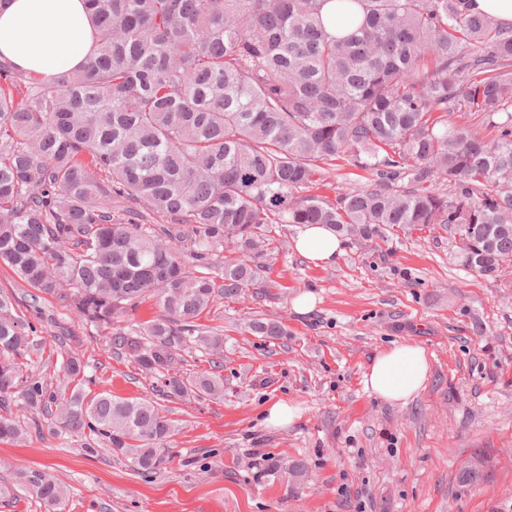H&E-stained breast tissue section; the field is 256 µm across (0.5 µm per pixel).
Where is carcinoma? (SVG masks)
I'll use <instances>...</instances> for the list:
<instances>
[{
    "label": "carcinoma",
    "instance_id": "carcinoma-1",
    "mask_svg": "<svg viewBox=\"0 0 512 512\" xmlns=\"http://www.w3.org/2000/svg\"><path fill=\"white\" fill-rule=\"evenodd\" d=\"M88 2L97 49L79 70L38 80L0 60V265L110 330L161 377V400L224 393L220 375L170 365L223 354L198 319L267 287L274 224L370 239L445 224L466 268L495 278L512 258V27L473 0H346L363 18L344 38L325 26L329 0ZM340 161L366 185L312 193ZM148 299L161 314L114 328ZM248 329L287 335L265 318ZM36 333L0 294V440L26 433L15 405L135 472L161 468L175 432L161 404L92 392L72 355L54 383L24 371ZM17 479L61 510L50 474Z\"/></svg>",
    "mask_w": 512,
    "mask_h": 512
}]
</instances>
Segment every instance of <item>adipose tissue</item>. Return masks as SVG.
<instances>
[{"instance_id":"ef3b65f1","label":"adipose tissue","mask_w":512,"mask_h":512,"mask_svg":"<svg viewBox=\"0 0 512 512\" xmlns=\"http://www.w3.org/2000/svg\"><path fill=\"white\" fill-rule=\"evenodd\" d=\"M95 39L85 0H11L0 10V59L38 78L82 67ZM294 248L317 267H330L345 253V242L323 225H303ZM429 359L424 347L399 343L373 356L362 383L386 402H402L424 390Z\"/></svg>"}]
</instances>
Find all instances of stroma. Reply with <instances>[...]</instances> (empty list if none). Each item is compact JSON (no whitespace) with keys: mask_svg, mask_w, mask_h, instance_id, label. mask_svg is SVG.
<instances>
[{"mask_svg":"<svg viewBox=\"0 0 512 512\" xmlns=\"http://www.w3.org/2000/svg\"><path fill=\"white\" fill-rule=\"evenodd\" d=\"M297 232L273 228L267 297L221 300L201 317L224 332V395L168 402L176 432L164 469L134 472L43 419L0 441V512H43L16 483L27 468L64 486L62 512H512V259L485 278L431 224L347 237L344 256L321 268L294 250ZM0 291L43 340L28 371L53 377L68 353L86 363L93 391L152 397L156 378L54 299L32 304L33 288L5 266ZM304 292L315 305L300 316L292 302ZM253 318L281 322L286 336L248 332ZM395 342L430 354L429 382L404 403L361 383ZM277 399L300 406L294 426H264ZM297 461L305 477L269 472Z\"/></svg>","mask_w":512,"mask_h":512,"instance_id":"1","label":"stroma"}]
</instances>
